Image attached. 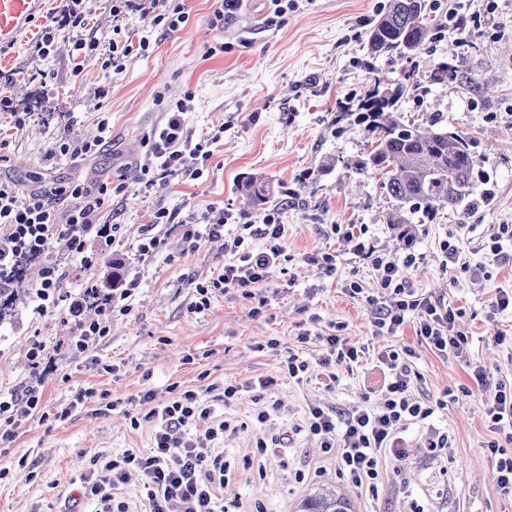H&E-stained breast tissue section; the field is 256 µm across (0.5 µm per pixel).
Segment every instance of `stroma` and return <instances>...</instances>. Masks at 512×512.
I'll list each match as a JSON object with an SVG mask.
<instances>
[{
	"instance_id": "obj_1",
	"label": "stroma",
	"mask_w": 512,
	"mask_h": 512,
	"mask_svg": "<svg viewBox=\"0 0 512 512\" xmlns=\"http://www.w3.org/2000/svg\"><path fill=\"white\" fill-rule=\"evenodd\" d=\"M386 3L313 0L288 13L281 26L269 27L255 21V13L265 10V0H255L254 9H243L219 32L209 25L213 0H187L190 19L176 33L130 20L125 33L149 40L146 55L132 57L124 70L110 74L91 60L76 76L66 35H59L50 55L34 48L53 0H0V40L11 45L0 56V73L12 76L0 90L13 100H28L32 111L21 127L9 116L0 117L5 157L0 177L32 192L49 183L91 184L133 171L144 153V135L165 119L158 103L162 95L191 91L188 128L198 135L223 132L202 179L169 177L148 194L131 181L109 201L104 214L120 226L114 248L141 284L130 312L114 315L108 336L88 352L67 348L73 321L65 307L33 314L37 277L23 281L14 317L0 322V394L36 384L28 351L38 341L57 365L41 385L47 409L62 408L80 393L85 401L62 422L29 416L10 447H0V512H92L79 492L91 457L101 451L149 450L150 425L135 431L121 412L97 415L101 395L123 400L151 389L163 399L172 383L199 387L203 372L218 383L278 373L299 325L309 321L325 333L342 326L344 336L370 351L387 347V340L375 337L368 303L344 289L351 280L374 288L370 262L355 256L343 235L328 232L333 224H358L377 253L401 252L385 222L387 200L378 177L354 168L366 134L339 115L341 105L357 104L374 77L396 82L406 66L388 57L372 69L365 64L369 23ZM438 6L469 16L465 44L455 46L448 34L430 45L414 75L421 90L404 100L403 113L438 117L442 128L469 137L491 195L479 205L446 209L433 222L418 225L415 250L425 260L409 269L408 279L418 292L463 309L461 326L472 338V359L510 381L512 346L497 345L494 338L512 333V314L492 322L486 312L497 289L512 285V267L492 265L487 276L477 278L461 264L483 261L482 245L499 225H512V0H438ZM222 42L228 45L225 52L205 58L207 48ZM442 60L459 65L460 80L431 84L430 73ZM104 118L112 136L98 154L74 161L47 158L55 138L69 132L93 137ZM256 176L274 192L264 209L247 208L241 191ZM160 206L183 221L212 207L247 212L257 224L266 210L280 211L288 226V259L262 290L268 299L265 312L253 314L256 300L221 293L213 295L208 309L193 311L197 284L224 265L219 244L187 250L180 229L167 225L163 249L140 259V228ZM445 242L458 248L460 264L443 266ZM314 251L335 255V277H321L306 263V254ZM271 338L279 340L278 349L256 351L257 343ZM394 342L416 349L415 396L436 398L469 383L466 368L419 345L412 326H405ZM363 379L360 369L343 373L330 394L312 382L283 381L276 396L290 413L276 425L289 441L280 458L259 460L248 427L225 440L224 456L235 467L244 512L257 505L264 512H301L302 501L328 484L350 500L352 512H512V497L498 488L486 448L493 435L479 394L411 425L406 435L414 449L403 460H385L378 495L343 478L334 457L302 430L303 414L308 403L321 398L341 410L362 404ZM438 431L447 434L449 447L427 454L420 443Z\"/></svg>"
}]
</instances>
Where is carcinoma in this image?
Returning <instances> with one entry per match:
<instances>
[{
    "mask_svg": "<svg viewBox=\"0 0 512 512\" xmlns=\"http://www.w3.org/2000/svg\"><path fill=\"white\" fill-rule=\"evenodd\" d=\"M429 0H388L385 11L367 32L369 66L377 59L396 55L408 59L401 79L391 85L379 77L348 112L367 133V148L355 168L379 176L380 186L390 200L387 223L404 238L413 237L410 215L432 220L446 207L478 203L475 185L484 181L468 141L438 127L435 119L427 127L398 118L401 99L419 90L414 83L417 58L427 45L448 30L446 19L431 16ZM459 77L446 61L438 62L430 76L434 84ZM249 204L258 208L270 199L268 183L252 179L245 185ZM303 512H351L349 499L337 489L322 488L306 497Z\"/></svg>",
    "mask_w": 512,
    "mask_h": 512,
    "instance_id": "cac0c4a2",
    "label": "carcinoma"
}]
</instances>
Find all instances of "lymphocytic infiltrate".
Returning <instances> with one entry per match:
<instances>
[{
	"mask_svg": "<svg viewBox=\"0 0 512 512\" xmlns=\"http://www.w3.org/2000/svg\"><path fill=\"white\" fill-rule=\"evenodd\" d=\"M83 2L60 0L57 10L46 15L36 42L39 54L48 55L64 30L78 58L96 57L103 70L120 71L132 55H144L150 46L145 39L135 43L122 38L121 22L128 11H139L151 27L168 33L180 30L189 20L186 0H112L114 39L102 52L95 40L84 35L89 22ZM192 101L193 95L188 91L162 101L165 121L145 137L144 160L136 167L137 182L143 192H150L159 180L169 176L191 180L203 177L212 155L210 147L220 136L210 133L197 137L187 128L185 116ZM124 189L121 183L88 186L72 182L52 188L46 195L25 192L14 182L0 180V288L13 287L19 268L46 256L58 242L65 243L85 267L105 257L114 260V287L93 295L96 317L86 316L84 299L67 302L75 323V338L69 347L78 353L88 351L108 336L109 318L115 313H129L130 301L140 286L139 278L126 271L124 261L113 256L118 225L102 217L112 195ZM57 198L68 201L66 210L55 208L53 201ZM229 224L239 225L240 233L226 235L224 228ZM182 231L189 249H197L204 242L217 243L226 256L222 270L207 282L197 284L195 310L208 308L211 297L218 292H236L244 298L256 299L258 308L266 307V298L257 296L256 291L269 283L285 259L287 227L278 211L266 213L261 223L254 224L245 221L243 215L221 210L214 215L206 214L203 221L183 224ZM345 236L353 253L368 260L375 271L376 287L372 294H365L356 281L347 282L345 290L350 297L366 298L372 308L376 334L394 336L405 326H413L418 340L435 355L464 364L471 382L455 391L445 390L434 401L418 398L413 394L414 349L408 345L390 348L378 354L372 377L363 383L367 393L378 395L377 403L340 412L326 402H312L304 418L306 430L319 438L325 452H336L341 475L374 494L378 491L384 459H399L407 454L409 444L404 434L410 425L428 420L448 402L489 389L493 395L485 399L484 405L493 438L487 448L498 487L511 495L512 385L496 380L490 368L471 359L470 340L459 326L461 310L411 287L406 272L419 263V255L410 252L400 258L375 254L352 224L347 226ZM256 237L263 239V247L253 245ZM295 339L304 346L316 344L317 353L311 360L289 353L283 375L299 383L316 378L328 392L335 390L339 381L338 366L353 367L366 356L365 347L334 332L315 334L303 327ZM279 378L260 376L241 383H210L196 389L174 383L169 387L168 400L162 403L156 402L152 391L138 392L131 401L139 410L129 421L135 430L145 423L152 425L149 452L94 454L82 478L83 498L95 505L96 512H135L120 494L130 473L135 472L140 477V509L136 512H238L240 496L222 448L225 434L236 432L237 426L215 418L214 405L221 402L229 407L243 394H250L255 404L253 422L266 426L272 414L282 410L280 403L268 400ZM41 397L36 386L20 394L0 396V445L12 443L17 427L32 414L52 422L70 416L67 407L54 413L45 410Z\"/></svg>",
	"mask_w": 512,
	"mask_h": 512,
	"instance_id": "obj_1",
	"label": "lymphocytic infiltrate"
}]
</instances>
